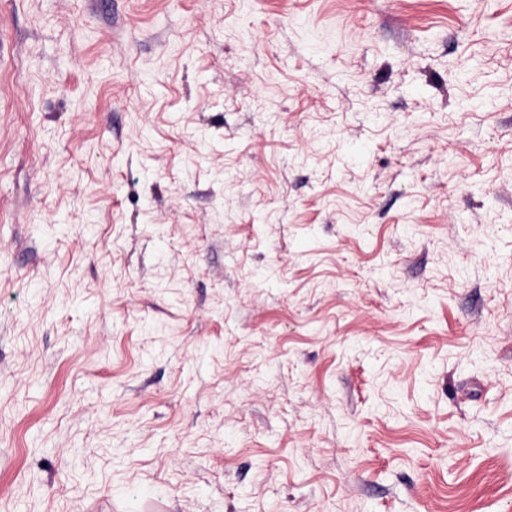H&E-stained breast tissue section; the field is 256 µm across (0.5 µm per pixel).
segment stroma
<instances>
[{
  "label": "stroma",
  "instance_id": "stroma-1",
  "mask_svg": "<svg viewBox=\"0 0 512 512\" xmlns=\"http://www.w3.org/2000/svg\"><path fill=\"white\" fill-rule=\"evenodd\" d=\"M512 512V0H0V512Z\"/></svg>",
  "mask_w": 512,
  "mask_h": 512
}]
</instances>
